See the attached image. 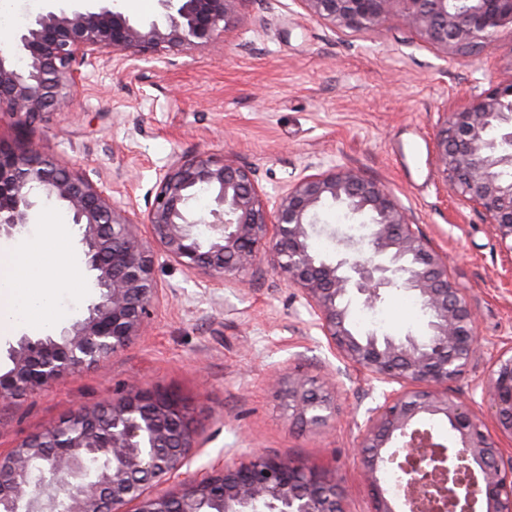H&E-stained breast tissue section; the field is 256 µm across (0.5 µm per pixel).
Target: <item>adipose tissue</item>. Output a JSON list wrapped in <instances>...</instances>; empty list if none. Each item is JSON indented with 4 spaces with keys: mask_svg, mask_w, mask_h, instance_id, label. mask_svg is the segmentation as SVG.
<instances>
[{
    "mask_svg": "<svg viewBox=\"0 0 512 512\" xmlns=\"http://www.w3.org/2000/svg\"><path fill=\"white\" fill-rule=\"evenodd\" d=\"M69 236V225L49 215L33 239L0 246L1 335L18 327L56 329L58 289L82 283L79 269L68 263L64 252Z\"/></svg>",
    "mask_w": 512,
    "mask_h": 512,
    "instance_id": "adipose-tissue-1",
    "label": "adipose tissue"
}]
</instances>
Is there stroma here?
Listing matches in <instances>:
<instances>
[{
	"mask_svg": "<svg viewBox=\"0 0 512 512\" xmlns=\"http://www.w3.org/2000/svg\"><path fill=\"white\" fill-rule=\"evenodd\" d=\"M76 5L0 0V46L36 14ZM222 38L223 46L187 56L104 52L81 67L76 112L30 124L0 116V146L33 143L140 214L177 156L250 167L269 201L329 167L359 170L391 188L447 255L481 340L451 389L480 399L478 383L512 348V251L481 211L446 186L434 144L447 113L512 81V30L501 29L481 54L452 59L397 19L374 32L337 31L293 0H245ZM154 270L159 295L141 335L97 366L0 402V451L120 396L135 379L186 402L205 441L193 469L258 448L335 472L349 512H372L355 445L383 386L331 352L302 293L267 267L246 283H221L159 251ZM402 296L394 290L379 303L387 319L377 335L426 334V317L400 308ZM276 371L334 375L330 427L312 432L292 423L267 383Z\"/></svg>",
	"mask_w": 512,
	"mask_h": 512,
	"instance_id": "1",
	"label": "stroma"
}]
</instances>
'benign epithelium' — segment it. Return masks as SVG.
Returning <instances> with one entry per match:
<instances>
[{"instance_id": "7a95c632", "label": "benign epithelium", "mask_w": 512, "mask_h": 512, "mask_svg": "<svg viewBox=\"0 0 512 512\" xmlns=\"http://www.w3.org/2000/svg\"><path fill=\"white\" fill-rule=\"evenodd\" d=\"M158 20L137 22L95 0L89 7L49 10L13 40L25 58L16 67L0 50V112L34 121L48 110L74 111L80 66L107 50L150 59L164 52L192 53L218 42L245 0H159ZM333 29L371 31L400 17L445 55H470L512 27V0H295ZM446 182L484 213L502 241L512 240V82L474 94L446 114L437 136ZM212 195V220L195 214V190ZM66 206L81 228L87 268L99 296L88 314L48 341L24 336L11 349L13 367L0 372V401L50 387L97 365L140 335L159 288L154 248L189 270L216 280L243 279L266 262L301 291L330 347L344 361L382 383L383 393L360 431L356 457L370 480L372 512H397L377 473L386 464L402 472L411 496L432 512H512V456L505 455L472 402L448 392L477 356L475 313L448 275V262L414 228L395 194L356 171L334 166L287 186L268 206L254 172L208 156L177 157L159 176L144 216L118 206L78 170L29 144L0 148V233L26 224L38 196ZM344 207L368 227L367 247L351 236L340 249L319 255L310 240L320 232L319 212ZM147 225L149 238L134 227ZM207 225L201 239L197 226ZM393 289L413 293L429 312L419 338L360 334L350 323L352 300L375 305ZM272 386L292 422L304 430L327 428L336 383L305 375L275 376ZM497 429L512 439V355L499 356L483 384ZM448 422L456 439L447 446L420 425ZM66 429L49 446L32 436L0 452V512H348L333 474L300 461L260 452L224 457L205 472L186 470L199 447L182 400L133 382L112 400L84 407L52 426ZM107 457L88 476L90 455ZM40 461L54 479L38 480ZM178 481L177 491L156 495L154 484Z\"/></svg>"}]
</instances>
